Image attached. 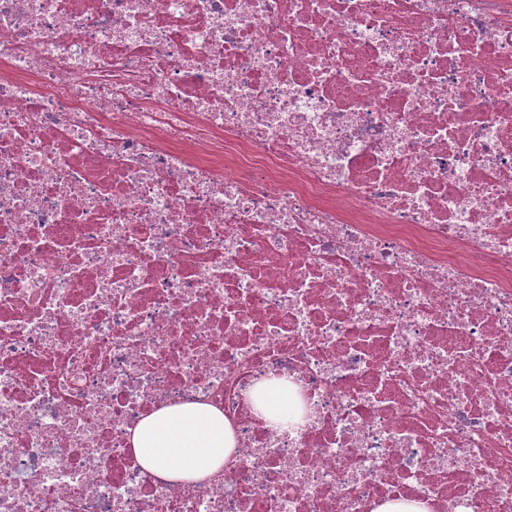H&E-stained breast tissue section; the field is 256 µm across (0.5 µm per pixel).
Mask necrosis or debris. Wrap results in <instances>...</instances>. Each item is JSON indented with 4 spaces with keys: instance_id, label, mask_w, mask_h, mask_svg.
Instances as JSON below:
<instances>
[{
    "instance_id": "4bbe7bcc",
    "label": "necrosis or debris",
    "mask_w": 512,
    "mask_h": 512,
    "mask_svg": "<svg viewBox=\"0 0 512 512\" xmlns=\"http://www.w3.org/2000/svg\"><path fill=\"white\" fill-rule=\"evenodd\" d=\"M397 500L512 512V0H0V512ZM288 384L270 381L260 385L256 390L260 409L264 416L273 424L288 422L289 402ZM131 446L145 472L170 481L204 482L236 447L224 414L205 403L165 405L144 417Z\"/></svg>"
}]
</instances>
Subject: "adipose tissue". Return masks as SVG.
Returning a JSON list of instances; mask_svg holds the SVG:
<instances>
[{"label":"adipose tissue","mask_w":512,"mask_h":512,"mask_svg":"<svg viewBox=\"0 0 512 512\" xmlns=\"http://www.w3.org/2000/svg\"><path fill=\"white\" fill-rule=\"evenodd\" d=\"M131 446L148 474L203 482L222 467L236 443L219 409L205 403H178L144 417L133 431Z\"/></svg>","instance_id":"obj_1"}]
</instances>
